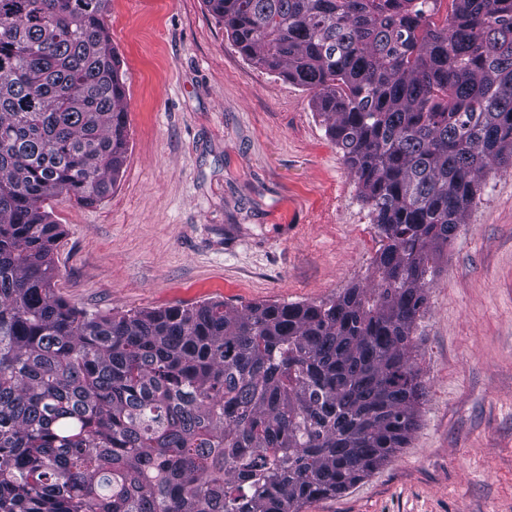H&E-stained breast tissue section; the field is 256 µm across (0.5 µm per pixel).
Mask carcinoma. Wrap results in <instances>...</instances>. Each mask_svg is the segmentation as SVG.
I'll return each instance as SVG.
<instances>
[{"label":"carcinoma","mask_w":512,"mask_h":512,"mask_svg":"<svg viewBox=\"0 0 512 512\" xmlns=\"http://www.w3.org/2000/svg\"><path fill=\"white\" fill-rule=\"evenodd\" d=\"M313 92L382 237L328 303L90 313L63 225L127 159L110 0H0V512H303L407 446L413 334L481 178L512 165V0H204Z\"/></svg>","instance_id":"1"}]
</instances>
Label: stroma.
<instances>
[{
  "mask_svg": "<svg viewBox=\"0 0 512 512\" xmlns=\"http://www.w3.org/2000/svg\"><path fill=\"white\" fill-rule=\"evenodd\" d=\"M129 150L112 194L66 196L59 295L90 312L325 303L380 238L310 91L242 56L204 0H111ZM407 447L304 512H512V168L489 172L426 290Z\"/></svg>",
  "mask_w": 512,
  "mask_h": 512,
  "instance_id": "35a3bbf8",
  "label": "stroma"
}]
</instances>
